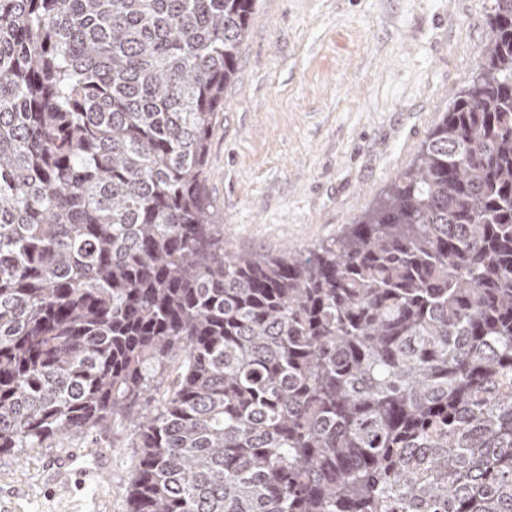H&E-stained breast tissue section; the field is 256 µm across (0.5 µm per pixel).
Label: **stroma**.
Masks as SVG:
<instances>
[{
  "mask_svg": "<svg viewBox=\"0 0 512 512\" xmlns=\"http://www.w3.org/2000/svg\"><path fill=\"white\" fill-rule=\"evenodd\" d=\"M206 169L224 245L332 244L416 160L484 63L493 0H257ZM123 423L0 456V512H127Z\"/></svg>",
  "mask_w": 512,
  "mask_h": 512,
  "instance_id": "obj_1",
  "label": "stroma"
}]
</instances>
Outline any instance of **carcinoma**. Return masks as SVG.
Masks as SVG:
<instances>
[{
  "mask_svg": "<svg viewBox=\"0 0 512 512\" xmlns=\"http://www.w3.org/2000/svg\"><path fill=\"white\" fill-rule=\"evenodd\" d=\"M494 2L481 72L377 206L256 256L204 185L256 0H0V454L128 421V512H512Z\"/></svg>",
  "mask_w": 512,
  "mask_h": 512,
  "instance_id": "carcinoma-1",
  "label": "carcinoma"
}]
</instances>
